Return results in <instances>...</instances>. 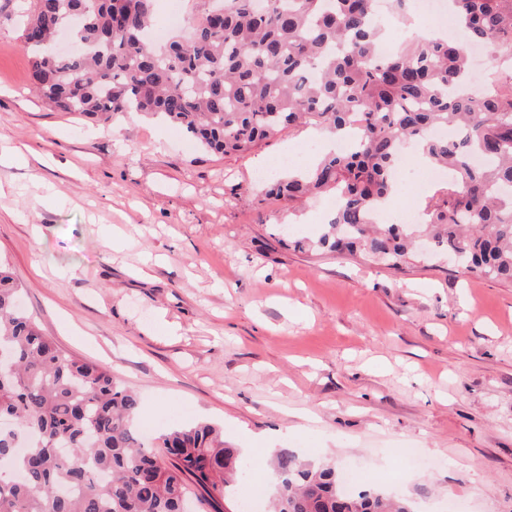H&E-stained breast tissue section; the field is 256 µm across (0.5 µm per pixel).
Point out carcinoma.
<instances>
[{
    "mask_svg": "<svg viewBox=\"0 0 512 512\" xmlns=\"http://www.w3.org/2000/svg\"><path fill=\"white\" fill-rule=\"evenodd\" d=\"M224 0L188 39L156 47L146 37L153 0H32L21 34L39 96L85 117L162 115L209 151L243 152L306 126L356 146L304 174L271 182L290 201L331 193L337 208L312 249L354 251L395 266L408 242L396 224L372 230L409 143L454 173L427 205V231L448 257L489 279H512V75L469 88V56L441 35L388 54L374 0ZM472 43L512 56V0H448ZM81 16L79 51L51 57L59 26ZM451 127L455 136H427ZM20 288L0 262V512H184L191 480L213 512L248 469L209 423L157 438L133 427L139 397L110 367L79 360L45 336L19 306ZM268 512H415L410 500L348 493L336 466H312L284 448L274 461Z\"/></svg>",
    "mask_w": 512,
    "mask_h": 512,
    "instance_id": "1",
    "label": "carcinoma"
}]
</instances>
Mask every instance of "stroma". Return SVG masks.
<instances>
[{
    "label": "stroma",
    "instance_id": "1",
    "mask_svg": "<svg viewBox=\"0 0 512 512\" xmlns=\"http://www.w3.org/2000/svg\"><path fill=\"white\" fill-rule=\"evenodd\" d=\"M16 2L0 0V149L26 162L0 164V262L46 336L137 393L136 429L215 422L263 474L281 448L359 458L363 489L417 512H512V280L300 248L333 196L261 194L312 166L287 152L298 132L218 155L136 112L48 107Z\"/></svg>",
    "mask_w": 512,
    "mask_h": 512
}]
</instances>
